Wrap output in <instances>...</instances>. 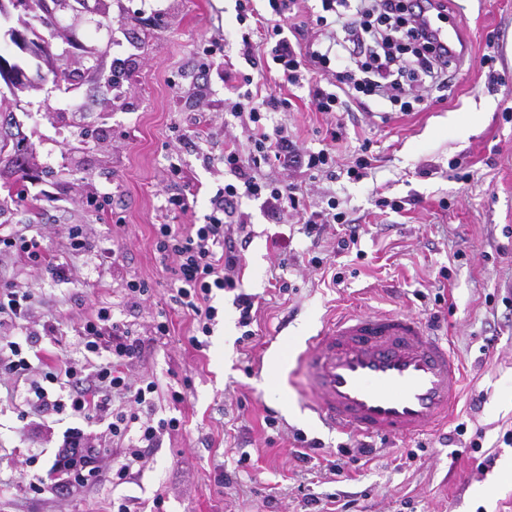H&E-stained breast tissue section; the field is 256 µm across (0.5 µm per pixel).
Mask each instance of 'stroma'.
Segmentation results:
<instances>
[{
    "instance_id": "obj_1",
    "label": "stroma",
    "mask_w": 512,
    "mask_h": 512,
    "mask_svg": "<svg viewBox=\"0 0 512 512\" xmlns=\"http://www.w3.org/2000/svg\"><path fill=\"white\" fill-rule=\"evenodd\" d=\"M462 22L469 54L447 87L401 111L383 101L372 113L350 107L340 117L316 112L307 90L293 92L277 71L265 88L288 99L276 120L299 145L317 150L333 121L344 125L337 146L336 178L318 177L315 205L335 198L361 226L360 249L335 253L341 225L328 228L318 248L320 268L308 263L310 241L297 218L278 224L262 200L247 199L251 239L238 291H225L224 315L204 349L193 348L191 318L168 313L171 334L153 342L133 377L190 376L192 386L164 415L182 430L149 449L129 482L103 480L74 498L52 492L30 497L27 474L43 473L51 442L21 429L12 383L0 384V512H110L112 499L132 496L134 512H311L309 497L336 494L360 512H512V0H444ZM235 0H88L63 14L97 64L71 87L74 107L57 108L60 91L24 93L0 119L20 134L30 154V195L20 205L0 187V225L40 224L53 231L50 250L63 256L56 231L84 225L97 248L116 253L113 266L90 256L70 258L72 283L51 281L41 269L14 258L0 273L34 288L35 323L77 322L106 307L150 335L155 304L131 311L123 281L135 275L157 292L168 286L153 251L154 224L162 220L158 193L171 165H180L196 195L180 224L203 223L209 199L225 181L224 70L200 74L213 39H226L237 68ZM135 55L136 76L112 88L107 76L116 57ZM208 96L207 134L174 143L175 127L199 110L197 85ZM119 98L105 110L103 100ZM371 165L349 179L359 152ZM108 194L99 211L90 194ZM403 202L400 212L376 198ZM125 229H115L116 220ZM295 260L281 272L287 292L271 288L279 252ZM258 301L254 336L245 340L233 304L236 292ZM404 310L432 322L461 360L460 398L447 427L416 440H377L359 455L357 437L321 429L306 406L301 380L292 379L300 343L324 319L343 311ZM275 426H267V418ZM464 434H457V425ZM478 448H471V441ZM230 483L216 481L220 472ZM162 509H155V497Z\"/></svg>"
}]
</instances>
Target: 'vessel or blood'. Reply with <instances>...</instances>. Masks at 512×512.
<instances>
[{
  "instance_id": "obj_1",
  "label": "vessel or blood",
  "mask_w": 512,
  "mask_h": 512,
  "mask_svg": "<svg viewBox=\"0 0 512 512\" xmlns=\"http://www.w3.org/2000/svg\"><path fill=\"white\" fill-rule=\"evenodd\" d=\"M463 61L458 24L435 28ZM315 392L309 409L331 431L415 439L448 421L463 369L446 337L404 311L351 313L322 326L299 352Z\"/></svg>"
}]
</instances>
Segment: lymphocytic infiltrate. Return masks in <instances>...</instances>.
Listing matches in <instances>:
<instances>
[{
	"label": "lymphocytic infiltrate",
	"instance_id": "lymphocytic-infiltrate-1",
	"mask_svg": "<svg viewBox=\"0 0 512 512\" xmlns=\"http://www.w3.org/2000/svg\"><path fill=\"white\" fill-rule=\"evenodd\" d=\"M266 2L269 10L263 13L255 0H236L237 20L246 26L238 53L251 71L243 75L241 83L227 87L226 106L248 142L244 152L236 145H225L219 158L233 180L210 198L204 223L154 227V256L170 281L164 301L167 308L192 317L195 333L189 341L194 345L200 337L211 335L218 316L213 301L226 289L236 293L243 339L253 335L254 298L236 290L250 222L249 214L238 208L241 197L263 199L268 215L276 220L288 211H301L305 234L316 240L327 226L343 225L338 251L352 250L360 239L359 225L337 211L335 199H328L321 209L302 211L305 191L290 180L300 168L314 178L333 175L334 144L341 139V130L330 129V144L319 150L299 146L275 120L276 114L287 108V99L272 91L254 94L255 74L276 66L284 84L307 89L311 106L329 114L372 94L409 109L411 102L422 101L428 84L448 70L447 60L406 0H321L323 13L316 23L326 25L327 13H334L344 33L339 55L328 48H296L286 24L291 15L289 0ZM258 27L271 45L266 60L261 59L253 41ZM267 165L277 168L279 177H266L263 168ZM45 239L39 228L28 235L0 232V258L17 254L47 271L53 280L72 281V268L68 262L50 258ZM36 301L31 288L0 280L1 318L13 323L29 321ZM166 310L158 313L153 326V334L159 338L170 333ZM45 339L68 344V353L57 355L50 363L33 362L31 348ZM146 350L144 338L131 322L113 319L105 307L68 330L60 323L47 322L41 331L26 332L20 340L0 336V378L25 387L19 421L36 419L40 430L45 419L53 416L70 422L44 475L30 480L31 495H40L48 486L58 497L72 498L96 485L112 444L121 449L112 463V480L125 483L146 449L157 447L165 434L179 430L180 418L158 414L159 382L147 377L134 383L127 376V367L143 360ZM97 424L105 426L108 439L93 433Z\"/></svg>",
	"mask_w": 512,
	"mask_h": 512
}]
</instances>
